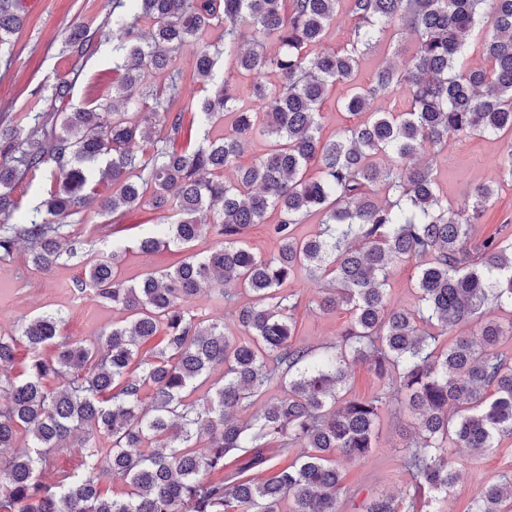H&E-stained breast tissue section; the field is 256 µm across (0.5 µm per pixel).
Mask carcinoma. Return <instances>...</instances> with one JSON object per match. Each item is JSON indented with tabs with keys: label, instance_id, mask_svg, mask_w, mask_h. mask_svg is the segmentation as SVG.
Returning <instances> with one entry per match:
<instances>
[{
	"label": "carcinoma",
	"instance_id": "carcinoma-1",
	"mask_svg": "<svg viewBox=\"0 0 512 512\" xmlns=\"http://www.w3.org/2000/svg\"><path fill=\"white\" fill-rule=\"evenodd\" d=\"M342 7L350 37L327 49ZM26 13L24 0H0V56L11 55ZM486 14V65L474 66L464 45ZM399 31L412 35L403 52ZM192 41L196 80L212 87L202 99L184 93L177 64ZM108 42L112 100L74 104L76 70L36 92L48 108L34 103L28 129L0 117V261L22 246L33 269L52 272L76 257L54 218L137 208L157 220L141 252L173 244L187 256L131 283L119 269L126 248L103 240L71 288L121 321L71 340L62 313L42 312L0 334V512H340L337 459H368L380 413L398 404L421 418L400 449L411 482L400 496L369 498L362 512H443L457 481L452 449L481 455L512 436V358L498 349L512 321L491 316L512 307V234L507 224L481 231L494 186L478 184L451 207L433 168L416 159L450 135H495L507 139L499 167L512 182V0H112V14L79 24L63 51L80 60ZM373 51L386 59L358 85ZM147 73L163 85L145 87ZM239 76L251 79L245 100ZM338 83L351 85L343 108L367 119L326 136L321 108ZM395 90L409 109L372 110ZM226 118L231 128L214 133ZM258 136L265 153L238 165ZM39 172L50 189L23 210L15 188ZM313 215L321 231L298 237ZM254 224L268 225L272 256L247 244ZM208 232L216 246L192 252ZM406 261L417 266L412 311L387 302L392 267ZM300 268L321 290L320 309L350 315L321 352L290 342L298 300L280 287ZM206 288L238 335L184 307ZM240 295L248 301L235 302ZM485 312L477 330L456 334ZM20 341L28 357L16 375ZM359 362L387 381L367 398L348 396ZM273 384L280 395L246 421L234 417ZM21 436L27 448L7 452ZM71 438L79 464L47 479ZM268 449L293 461L268 480L245 476L267 465ZM115 478L125 486L116 496L103 488ZM511 499L502 473L467 512H505Z\"/></svg>",
	"mask_w": 512,
	"mask_h": 512
}]
</instances>
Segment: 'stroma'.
<instances>
[{
	"label": "stroma",
	"mask_w": 512,
	"mask_h": 512,
	"mask_svg": "<svg viewBox=\"0 0 512 512\" xmlns=\"http://www.w3.org/2000/svg\"><path fill=\"white\" fill-rule=\"evenodd\" d=\"M29 13L19 32L9 63L0 62V112L16 123L35 102L34 92L40 86L79 70L74 102L78 105L105 102L112 97V54L102 50L83 62L63 54L62 43L81 18L93 15L108 17L112 0H27ZM506 147L504 139L494 136H452L443 150L432 157L434 172L442 194L449 205H460L477 184H493L498 193L485 212L482 229L495 233L504 221H512V183L500 180L498 159ZM82 223L99 227L98 236L72 234L69 239L79 255L91 252L96 238L118 236L126 248L121 266L123 278L131 280L148 270H164L184 259L181 249L171 246L150 254L138 251L136 241L147 233L154 222L152 213L136 210L128 213L120 227H113L108 215L88 212ZM82 270L77 258L61 265L53 278L32 269L24 250L13 259L0 262V331L12 330L20 318L45 311H61L65 316L63 332L75 339L92 336L112 323L120 321V312L85 301L83 307L71 305L72 280ZM296 294V332L293 343L315 349L336 340L349 324L345 311H323L318 307L320 294L305 272H297L287 285ZM412 417L408 410L392 406L382 411L378 422V439L369 459L340 460L347 494L341 512H359L363 501L372 495L399 494L410 481L400 464L399 450L403 430ZM458 473L457 483L443 504L445 512H466L474 492L484 482L502 472L512 474V439H503L498 447L475 457L467 449H456L453 455Z\"/></svg>",
	"instance_id": "35a3bbf8"
}]
</instances>
